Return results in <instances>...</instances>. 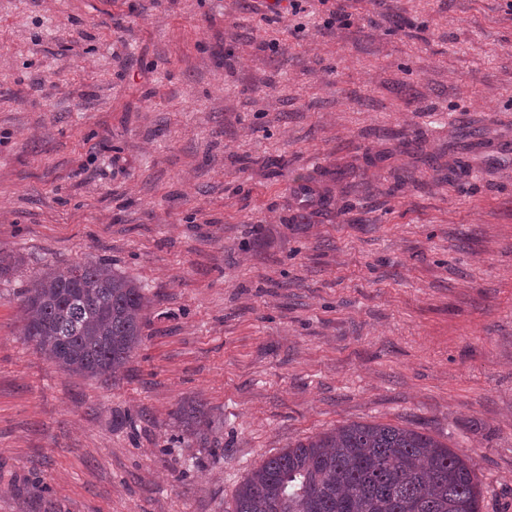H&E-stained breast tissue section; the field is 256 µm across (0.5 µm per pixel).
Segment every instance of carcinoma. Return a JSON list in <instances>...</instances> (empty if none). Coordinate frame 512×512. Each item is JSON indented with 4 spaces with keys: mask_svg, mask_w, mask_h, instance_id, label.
Wrapping results in <instances>:
<instances>
[{
    "mask_svg": "<svg viewBox=\"0 0 512 512\" xmlns=\"http://www.w3.org/2000/svg\"><path fill=\"white\" fill-rule=\"evenodd\" d=\"M22 336L62 370L116 377L141 342L148 298L102 262L49 268L25 290ZM177 416L194 434L198 405ZM463 455L434 437L385 424H348L269 458L238 486L232 512H480Z\"/></svg>",
    "mask_w": 512,
    "mask_h": 512,
    "instance_id": "1",
    "label": "carcinoma"
}]
</instances>
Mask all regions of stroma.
Returning a JSON list of instances; mask_svg holds the SVG:
<instances>
[{
  "label": "stroma",
  "instance_id": "stroma-1",
  "mask_svg": "<svg viewBox=\"0 0 512 512\" xmlns=\"http://www.w3.org/2000/svg\"><path fill=\"white\" fill-rule=\"evenodd\" d=\"M0 254V512H229L351 423L461 450L512 512L504 0H0ZM87 261L150 300L113 379L21 334Z\"/></svg>",
  "mask_w": 512,
  "mask_h": 512
}]
</instances>
